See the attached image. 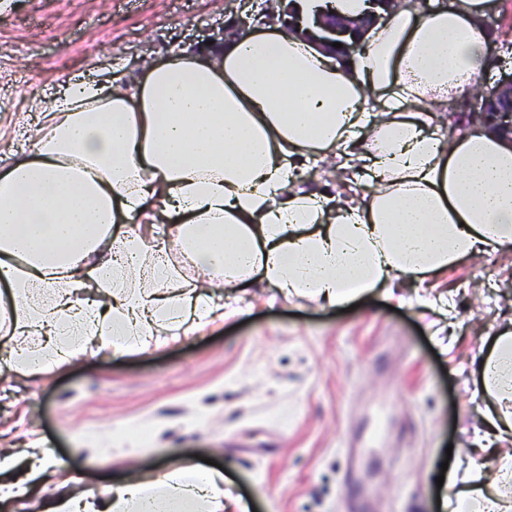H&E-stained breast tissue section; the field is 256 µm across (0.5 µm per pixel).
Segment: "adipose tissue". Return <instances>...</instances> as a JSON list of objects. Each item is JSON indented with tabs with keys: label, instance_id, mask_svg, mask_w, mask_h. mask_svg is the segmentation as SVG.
<instances>
[{
	"label": "adipose tissue",
	"instance_id": "ef3b65f1",
	"mask_svg": "<svg viewBox=\"0 0 512 512\" xmlns=\"http://www.w3.org/2000/svg\"><path fill=\"white\" fill-rule=\"evenodd\" d=\"M486 0H397L347 59L286 27L225 38L206 57L149 67L134 87L74 81L45 100L31 153L0 174V281L22 307L0 370L32 379L90 354L166 345L239 314L262 282L339 305L512 249V140L452 126L488 82ZM334 156L351 193L310 189L299 162ZM132 222L124 233L119 221ZM191 265L202 276L184 280ZM167 283L140 288L139 277ZM223 301H215L216 292ZM483 448L512 444V318L473 358ZM512 454L494 471L457 459L441 512H512ZM246 512L223 474L183 464L113 485L106 510Z\"/></svg>",
	"mask_w": 512,
	"mask_h": 512
}]
</instances>
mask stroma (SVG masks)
<instances>
[{"instance_id":"obj_1","label":"stroma","mask_w":512,"mask_h":512,"mask_svg":"<svg viewBox=\"0 0 512 512\" xmlns=\"http://www.w3.org/2000/svg\"><path fill=\"white\" fill-rule=\"evenodd\" d=\"M512 73V0H487ZM240 4L225 0H0V169L28 152L17 113L71 81L141 82L147 64L209 52ZM512 306V252L481 255L403 289L324 306L250 288L241 315L146 352L101 354L40 379L0 380V482L26 487L0 512H51L59 496L186 462L218 463L255 512H434L447 447L467 445L482 406L471 356ZM151 441L142 444L141 429ZM58 472L28 489L26 448Z\"/></svg>"}]
</instances>
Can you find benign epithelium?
Wrapping results in <instances>:
<instances>
[{"mask_svg":"<svg viewBox=\"0 0 512 512\" xmlns=\"http://www.w3.org/2000/svg\"><path fill=\"white\" fill-rule=\"evenodd\" d=\"M287 0H265L258 20L262 24L280 22L290 28L306 34L310 28H315V35L327 45L334 42L342 43L341 51L346 57L351 56L360 48L361 33L365 32L379 18L375 8H390L394 0H366L369 10L357 21L342 18L330 13V10L318 12L313 16L312 26L304 25L303 19L293 14L285 6ZM476 117L508 138L512 139V78L494 87H479L474 92Z\"/></svg>","mask_w":512,"mask_h":512,"instance_id":"7a95c632","label":"benign epithelium"}]
</instances>
